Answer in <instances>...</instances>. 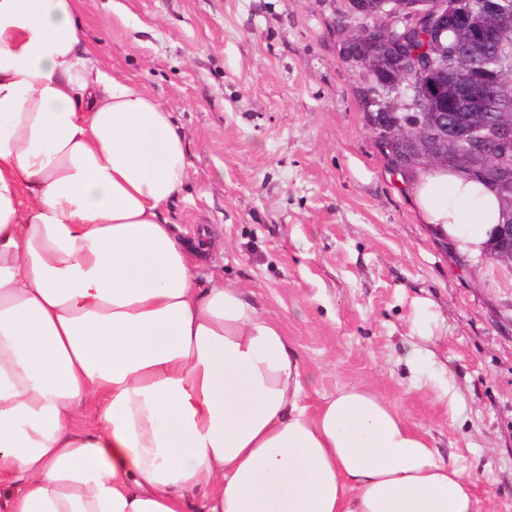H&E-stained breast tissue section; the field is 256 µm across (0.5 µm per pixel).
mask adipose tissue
I'll return each instance as SVG.
<instances>
[{
	"label": "adipose tissue",
	"instance_id": "ef3b65f1",
	"mask_svg": "<svg viewBox=\"0 0 512 512\" xmlns=\"http://www.w3.org/2000/svg\"><path fill=\"white\" fill-rule=\"evenodd\" d=\"M187 178L172 112L100 66L75 0H0V512H476L391 402L310 407L279 324L199 281L165 215ZM417 197L482 251L490 196L431 172Z\"/></svg>",
	"mask_w": 512,
	"mask_h": 512
}]
</instances>
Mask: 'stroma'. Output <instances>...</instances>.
Returning <instances> with one entry per match:
<instances>
[{
  "label": "stroma",
  "instance_id": "35a3bbf8",
  "mask_svg": "<svg viewBox=\"0 0 512 512\" xmlns=\"http://www.w3.org/2000/svg\"><path fill=\"white\" fill-rule=\"evenodd\" d=\"M345 0H76L101 66L159 99L188 144L166 209L215 246L200 278L252 292L315 370L394 402L512 512V269L426 223L343 59ZM420 359L408 365L406 353Z\"/></svg>",
  "mask_w": 512,
  "mask_h": 512
}]
</instances>
